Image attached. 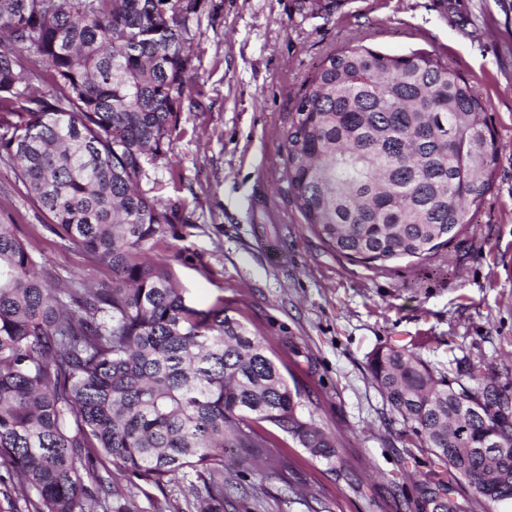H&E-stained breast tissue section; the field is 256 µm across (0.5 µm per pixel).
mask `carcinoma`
<instances>
[{
  "label": "carcinoma",
  "instance_id": "carcinoma-1",
  "mask_svg": "<svg viewBox=\"0 0 512 512\" xmlns=\"http://www.w3.org/2000/svg\"><path fill=\"white\" fill-rule=\"evenodd\" d=\"M205 0H0V154L50 229L108 272L58 288L0 225V468L32 512H129L112 469L163 489L193 472L187 512H224V449L256 466L270 423L340 474L332 438L300 412L262 340L224 307L191 305L171 263L143 260L179 220L141 188L181 136ZM30 68L48 94L18 90ZM469 83L424 53L354 47L303 85L285 135L289 191L336 252L426 258L489 189L498 147ZM487 142L484 158L474 151ZM390 408L490 501L512 500V390L467 383L389 345L369 358ZM105 474H100V471ZM411 512H466L426 478Z\"/></svg>",
  "mask_w": 512,
  "mask_h": 512
}]
</instances>
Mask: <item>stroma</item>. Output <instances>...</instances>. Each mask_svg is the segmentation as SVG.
Listing matches in <instances>:
<instances>
[{
	"label": "stroma",
	"mask_w": 512,
	"mask_h": 512,
	"mask_svg": "<svg viewBox=\"0 0 512 512\" xmlns=\"http://www.w3.org/2000/svg\"><path fill=\"white\" fill-rule=\"evenodd\" d=\"M201 18L184 136L147 167L143 188L182 199L184 220L149 259L169 260L194 306L224 305L262 338L301 413L329 435L348 478L261 423L262 467L234 466L249 494L230 512H400L423 479H449L385 401L372 352L403 345L432 368L484 366L512 388V0H209ZM424 53L459 72L487 104L498 146L491 187L467 222L424 259L364 263L336 253L288 190L285 133L304 82L337 52ZM17 165L0 158V224H16L38 272L98 282L47 227ZM135 512L184 504L195 474L164 489L113 473Z\"/></svg>",
	"instance_id": "obj_1"
}]
</instances>
